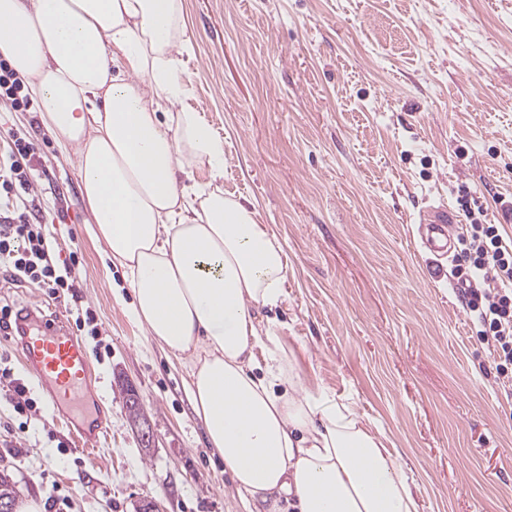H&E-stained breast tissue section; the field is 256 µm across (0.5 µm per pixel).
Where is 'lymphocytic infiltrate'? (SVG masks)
I'll return each instance as SVG.
<instances>
[{"label": "lymphocytic infiltrate", "mask_w": 512, "mask_h": 512, "mask_svg": "<svg viewBox=\"0 0 512 512\" xmlns=\"http://www.w3.org/2000/svg\"><path fill=\"white\" fill-rule=\"evenodd\" d=\"M37 158L36 145L18 135L0 158V269L12 280L57 295L73 290L75 265L58 264L46 225L26 215ZM458 203L468 220L457 238L452 270L458 297L487 346L499 385L512 396V240L498 225L484 223L468 195L459 196Z\"/></svg>", "instance_id": "f902f5d3"}]
</instances>
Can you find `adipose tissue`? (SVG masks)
I'll list each match as a JSON object with an SVG mask.
<instances>
[{
    "mask_svg": "<svg viewBox=\"0 0 512 512\" xmlns=\"http://www.w3.org/2000/svg\"><path fill=\"white\" fill-rule=\"evenodd\" d=\"M186 46L185 0H0V56L75 153L92 231L127 273L135 319L188 365L237 486L298 512H419L352 404L305 384L282 347L256 357L288 257L251 203L225 197L223 138L180 106ZM195 166L208 183L181 184Z\"/></svg>",
    "mask_w": 512,
    "mask_h": 512,
    "instance_id": "adipose-tissue-1",
    "label": "adipose tissue"
}]
</instances>
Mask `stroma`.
Returning <instances> with one entry per match:
<instances>
[{"instance_id":"1","label":"stroma","mask_w":512,"mask_h":512,"mask_svg":"<svg viewBox=\"0 0 512 512\" xmlns=\"http://www.w3.org/2000/svg\"><path fill=\"white\" fill-rule=\"evenodd\" d=\"M183 104L225 139V193L248 198L288 253L285 299L260 332L302 374L353 403L399 458L420 512H512V397L463 309L453 264L419 247L423 211L461 191L503 223L512 199V0H186ZM41 146L33 182L57 260L77 253L74 294L0 276V307L38 303L86 348L87 411L112 441L94 456L25 382L22 346L0 335V472L61 512H270L240 490L193 410L188 370L133 315L126 274L92 236L74 155L37 113L0 104ZM512 238V223H503ZM155 433L140 444L122 386Z\"/></svg>"}]
</instances>
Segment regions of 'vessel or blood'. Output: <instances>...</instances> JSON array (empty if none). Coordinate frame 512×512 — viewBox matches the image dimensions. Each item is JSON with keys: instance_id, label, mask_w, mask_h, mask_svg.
<instances>
[{"instance_id": "vessel-or-blood-1", "label": "vessel or blood", "mask_w": 512, "mask_h": 512, "mask_svg": "<svg viewBox=\"0 0 512 512\" xmlns=\"http://www.w3.org/2000/svg\"><path fill=\"white\" fill-rule=\"evenodd\" d=\"M421 233L423 246L437 255L454 251L455 214L448 208L435 207L423 217ZM24 369L38 384L47 388L48 401L59 404L74 396L84 383L88 355L83 345L75 340L64 326L30 323L25 328L23 347ZM74 443L86 454H94L112 439V432L104 417L86 419L73 434Z\"/></svg>"}]
</instances>
